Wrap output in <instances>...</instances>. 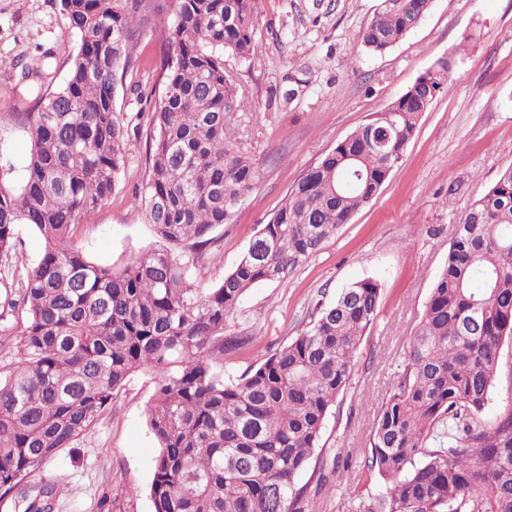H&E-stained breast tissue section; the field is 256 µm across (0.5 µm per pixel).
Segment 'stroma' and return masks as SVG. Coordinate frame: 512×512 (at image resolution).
<instances>
[{"mask_svg":"<svg viewBox=\"0 0 512 512\" xmlns=\"http://www.w3.org/2000/svg\"><path fill=\"white\" fill-rule=\"evenodd\" d=\"M379 0H256L253 61L224 65L250 101L235 126L255 161L259 183L224 231L216 257L194 276L208 288L236 264L259 225L287 191L336 143L401 95L436 60L454 56L446 93L424 112L402 161L380 193L297 269L288 283L251 288L231 332L248 345L224 355L225 376L259 365L306 325L318 300L347 284L376 279L378 318L364 337L351 385L328 416L321 443L351 457L342 478L311 496L309 512H356L383 482L363 468L379 407L403 370L404 350L443 266L456 224L512 164V0H433L423 21L381 54L365 52L359 33ZM53 50L63 82L77 43L59 0H0V59L33 62ZM150 81L125 80L114 108L124 123H147ZM35 101L18 71L0 68V169L19 185L28 136L8 120ZM145 140L130 138L126 164L109 201L74 229L95 264L121 268L160 242L133 208ZM152 375L136 372L98 423L61 449L32 482L56 487L52 512H152L148 487L157 453L146 424Z\"/></svg>","mask_w":512,"mask_h":512,"instance_id":"35a3bbf8","label":"stroma"}]
</instances>
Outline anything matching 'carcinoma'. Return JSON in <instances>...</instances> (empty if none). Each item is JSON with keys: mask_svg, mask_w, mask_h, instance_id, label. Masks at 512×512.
I'll use <instances>...</instances> for the list:
<instances>
[{"mask_svg": "<svg viewBox=\"0 0 512 512\" xmlns=\"http://www.w3.org/2000/svg\"><path fill=\"white\" fill-rule=\"evenodd\" d=\"M432 0H380L360 34L382 53L416 28ZM78 39L66 79L52 53L11 63L31 83L35 112H12L30 152L17 187L0 171V266L18 259L15 230L30 225L41 258L18 270L17 298L0 303V337L17 360L0 374V497L87 434L140 370L155 375L146 423L157 454L153 512H307L349 466L336 455L298 484L325 421L347 390L376 322L381 285L356 281L318 303L307 326L258 366L224 379V351L246 344L224 330L254 285L290 276L382 189L422 113L448 90L453 57L437 60L291 187L235 266L212 288L193 270L256 188L259 172L234 138L248 108L224 53H257L255 0H60ZM158 30L149 74L146 158L137 210L163 248L116 270L90 262L72 237L115 190L128 127L116 115L117 76L144 70L133 47ZM512 340V165L459 224L406 363L381 403L367 467L388 481L366 512H512V405L484 419L500 350ZM43 488L26 512H48Z\"/></svg>", "mask_w": 512, "mask_h": 512, "instance_id": "carcinoma-1", "label": "carcinoma"}]
</instances>
